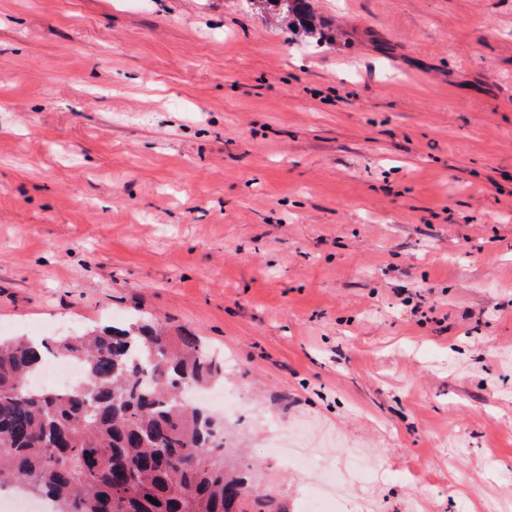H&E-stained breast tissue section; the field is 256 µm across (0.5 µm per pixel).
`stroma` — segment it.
<instances>
[{
    "label": "stroma",
    "instance_id": "35a3bbf8",
    "mask_svg": "<svg viewBox=\"0 0 512 512\" xmlns=\"http://www.w3.org/2000/svg\"><path fill=\"white\" fill-rule=\"evenodd\" d=\"M0 0V335L224 353L254 500L512 512V0ZM278 17L285 27L301 28L310 35L311 39H319L325 29L324 18L315 11L312 0H276Z\"/></svg>",
    "mask_w": 512,
    "mask_h": 512
}]
</instances>
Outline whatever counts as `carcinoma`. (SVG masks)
I'll return each mask as SVG.
<instances>
[{
    "label": "carcinoma",
    "mask_w": 512,
    "mask_h": 512,
    "mask_svg": "<svg viewBox=\"0 0 512 512\" xmlns=\"http://www.w3.org/2000/svg\"><path fill=\"white\" fill-rule=\"evenodd\" d=\"M276 5L282 25L320 38L312 0ZM50 355L81 361L84 384L33 387ZM222 380L220 352L157 316L51 346L0 338V486L19 484L60 512H249L224 420L186 399Z\"/></svg>",
    "instance_id": "obj_1"
}]
</instances>
